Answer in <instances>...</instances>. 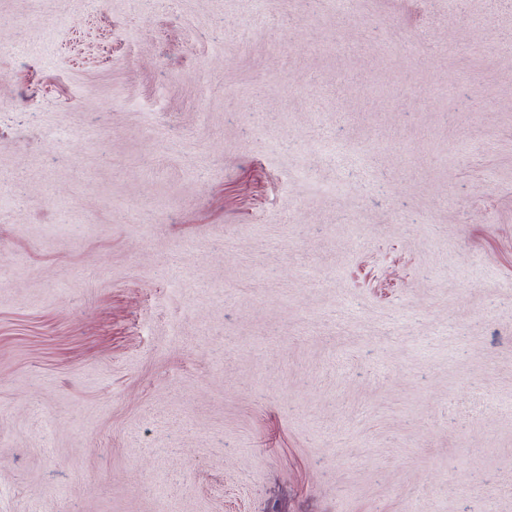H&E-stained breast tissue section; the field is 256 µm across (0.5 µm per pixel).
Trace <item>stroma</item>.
<instances>
[{"label":"stroma","mask_w":512,"mask_h":512,"mask_svg":"<svg viewBox=\"0 0 512 512\" xmlns=\"http://www.w3.org/2000/svg\"><path fill=\"white\" fill-rule=\"evenodd\" d=\"M0 0V512H512V0Z\"/></svg>","instance_id":"obj_1"}]
</instances>
